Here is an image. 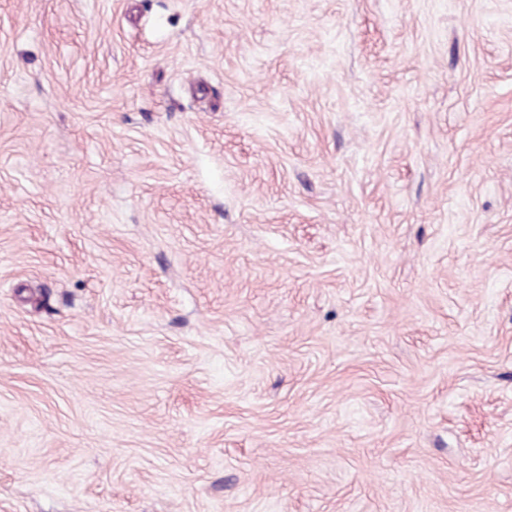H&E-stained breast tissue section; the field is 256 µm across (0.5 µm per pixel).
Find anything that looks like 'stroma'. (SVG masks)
<instances>
[{
  "label": "stroma",
  "instance_id": "35a3bbf8",
  "mask_svg": "<svg viewBox=\"0 0 512 512\" xmlns=\"http://www.w3.org/2000/svg\"><path fill=\"white\" fill-rule=\"evenodd\" d=\"M0 512H512V0H0Z\"/></svg>",
  "mask_w": 512,
  "mask_h": 512
}]
</instances>
